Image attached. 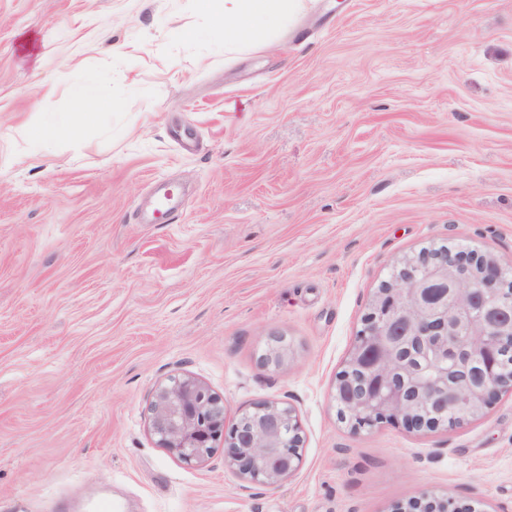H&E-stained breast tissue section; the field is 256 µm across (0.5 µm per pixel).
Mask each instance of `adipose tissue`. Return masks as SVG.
Masks as SVG:
<instances>
[{
	"mask_svg": "<svg viewBox=\"0 0 512 512\" xmlns=\"http://www.w3.org/2000/svg\"><path fill=\"white\" fill-rule=\"evenodd\" d=\"M223 7L214 18L215 26L224 33L228 47L264 42L292 20L301 0H222ZM69 96L76 106L72 123H45L50 135L68 137L76 126L94 121L104 106L105 94L100 86L86 79L69 87Z\"/></svg>",
	"mask_w": 512,
	"mask_h": 512,
	"instance_id": "ef3b65f1",
	"label": "adipose tissue"
}]
</instances>
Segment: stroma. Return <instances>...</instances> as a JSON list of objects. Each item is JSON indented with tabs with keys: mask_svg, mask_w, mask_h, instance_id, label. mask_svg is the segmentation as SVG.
<instances>
[{
	"mask_svg": "<svg viewBox=\"0 0 512 512\" xmlns=\"http://www.w3.org/2000/svg\"><path fill=\"white\" fill-rule=\"evenodd\" d=\"M76 64L106 90L99 122L0 171V512L101 493L123 512H392L425 491L512 512V391L419 432L353 433L333 400L399 259L452 244L512 275V0H303L229 49L197 0H0V147L66 119ZM188 374L230 424L295 408L299 469L265 487L223 451L159 448L150 404Z\"/></svg>",
	"mask_w": 512,
	"mask_h": 512,
	"instance_id": "stroma-1",
	"label": "stroma"
}]
</instances>
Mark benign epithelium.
<instances>
[{"label":"benign epithelium","instance_id":"obj_1","mask_svg":"<svg viewBox=\"0 0 512 512\" xmlns=\"http://www.w3.org/2000/svg\"><path fill=\"white\" fill-rule=\"evenodd\" d=\"M512 347V290L488 254L456 246L402 260L374 294L333 399L351 431L384 419L412 431L462 424L512 389V374L489 357ZM149 429L159 447L188 466L224 449L239 480L277 485L300 466L304 435L294 408L262 402L226 427L224 399L192 375L160 387ZM393 512H478L429 492Z\"/></svg>","mask_w":512,"mask_h":512}]
</instances>
